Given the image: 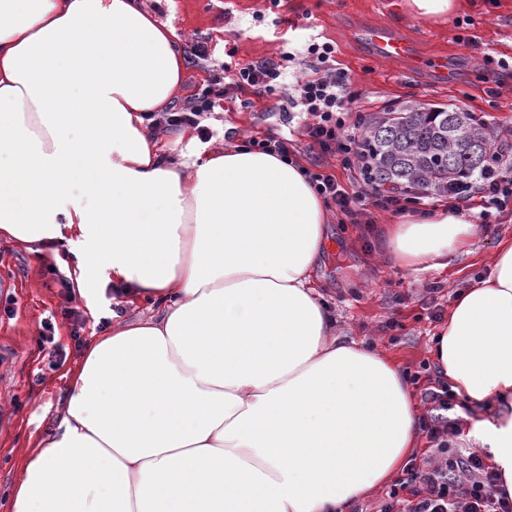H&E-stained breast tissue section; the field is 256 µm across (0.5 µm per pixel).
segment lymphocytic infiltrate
I'll return each mask as SVG.
<instances>
[{
  "mask_svg": "<svg viewBox=\"0 0 512 512\" xmlns=\"http://www.w3.org/2000/svg\"><path fill=\"white\" fill-rule=\"evenodd\" d=\"M304 53L314 75L295 84L288 106L298 109L309 151L333 159L346 170L357 171L363 187L348 192L334 173H309L315 191L334 203L344 214L364 212L374 207L402 213L424 205L425 194L401 190L375 182L373 158L360 144L358 127L350 120L353 101L346 94L349 78L336 66L333 44L310 43ZM295 60L293 52H283L279 60H259L242 67L224 65V78H212L203 92L188 96L170 112L152 113L150 131L190 128L202 139L212 132L201 119L234 92L252 91L273 96ZM449 210L480 201L483 208L502 209L512 204V176L494 171L475 181L460 180L448 188ZM422 398L430 403L422 430L429 446L421 460H409L405 478L399 479L380 503L377 512H512V500L500 490L495 467L477 454L462 455L452 447L453 426L446 413L457 404L445 382L424 388Z\"/></svg>",
  "mask_w": 512,
  "mask_h": 512,
  "instance_id": "obj_1",
  "label": "lymphocytic infiltrate"
}]
</instances>
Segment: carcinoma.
<instances>
[{"label":"carcinoma","instance_id":"carcinoma-1","mask_svg":"<svg viewBox=\"0 0 512 512\" xmlns=\"http://www.w3.org/2000/svg\"><path fill=\"white\" fill-rule=\"evenodd\" d=\"M363 128L362 146L374 157L379 183L441 191L492 163L486 127L457 107L406 101L369 113Z\"/></svg>","mask_w":512,"mask_h":512}]
</instances>
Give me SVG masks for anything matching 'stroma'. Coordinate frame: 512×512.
<instances>
[{
    "label": "stroma",
    "instance_id": "obj_1",
    "mask_svg": "<svg viewBox=\"0 0 512 512\" xmlns=\"http://www.w3.org/2000/svg\"><path fill=\"white\" fill-rule=\"evenodd\" d=\"M170 25L177 45L190 54L205 43L209 59L186 65L180 90L188 96L207 86L225 62V49L246 64L278 59L284 50L303 53L306 42H331L336 63L350 82L352 120L403 101L453 106L471 112L493 129L498 142L512 144V0H467L454 17L438 22L416 17L404 0H139ZM383 25L415 40L422 52L447 56L448 79L407 64L377 58L353 39L354 30ZM211 139L190 140L165 132L171 154L191 161L220 145H239L267 130L286 129L284 113L270 111L251 93L223 103L205 116ZM479 207L468 212L479 232L469 253L449 259L442 269L408 273L378 256L383 225L398 223L392 212L372 210L347 216L332 212L326 249L315 269L324 299L336 315V333L377 343L402 370L417 371L430 361L437 332L456 291L486 276L497 242L512 237V209L481 223ZM79 275L63 247L0 240V512L9 502L23 459L51 435L67 393L66 373L80 361L83 345L100 335L102 318L120 313L148 314L143 303L114 305L111 286L94 282L87 296L65 291L59 278ZM77 313L63 319L64 309ZM55 332L43 337L45 323ZM80 326L72 338V326Z\"/></svg>",
    "mask_w": 512,
    "mask_h": 512
}]
</instances>
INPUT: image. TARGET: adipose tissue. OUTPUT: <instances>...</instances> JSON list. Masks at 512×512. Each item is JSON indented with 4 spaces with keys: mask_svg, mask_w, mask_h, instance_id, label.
Wrapping results in <instances>:
<instances>
[{
    "mask_svg": "<svg viewBox=\"0 0 512 512\" xmlns=\"http://www.w3.org/2000/svg\"><path fill=\"white\" fill-rule=\"evenodd\" d=\"M183 70L173 28L137 0H0V238L73 236L77 289L93 271L161 309L113 315L86 345L11 512H342L418 443L399 366L335 333L313 279L328 210L303 170L234 145L181 162L150 134ZM75 182L96 208L68 202ZM477 232L442 208L385 225L380 250L443 268ZM430 353L491 408L468 436L512 499V238Z\"/></svg>",
    "mask_w": 512,
    "mask_h": 512,
    "instance_id": "obj_1",
    "label": "adipose tissue"
}]
</instances>
